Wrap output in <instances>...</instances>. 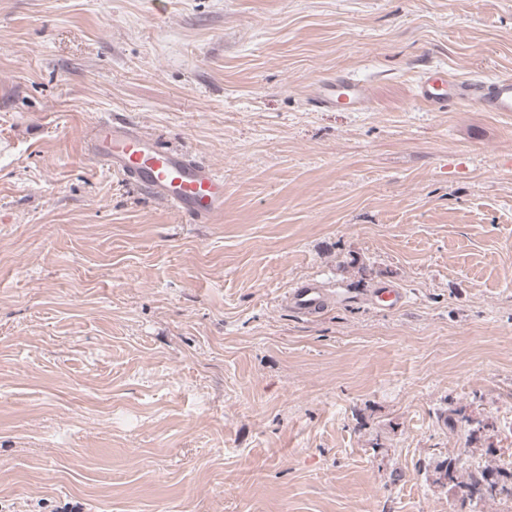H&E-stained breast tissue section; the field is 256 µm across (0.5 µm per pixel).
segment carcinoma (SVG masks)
<instances>
[{"label":"carcinoma","instance_id":"1","mask_svg":"<svg viewBox=\"0 0 512 512\" xmlns=\"http://www.w3.org/2000/svg\"><path fill=\"white\" fill-rule=\"evenodd\" d=\"M448 424L451 429L465 434L466 441L478 439V434L487 428L481 421H473L465 408L450 410ZM434 483L451 486L457 490L459 512H476L482 503L494 500L512 491V470L490 471L481 468H469L461 461V454H452L435 466Z\"/></svg>","mask_w":512,"mask_h":512}]
</instances>
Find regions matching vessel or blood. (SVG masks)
I'll use <instances>...</instances> for the list:
<instances>
[{"mask_svg": "<svg viewBox=\"0 0 512 512\" xmlns=\"http://www.w3.org/2000/svg\"><path fill=\"white\" fill-rule=\"evenodd\" d=\"M416 97L438 110L455 102L486 112L511 114L512 77L457 80L435 68L419 79ZM311 102L318 108L343 105L361 112L369 104V86L348 74L324 77L314 84ZM85 147L103 167L121 174L194 223H209L224 210L223 176L187 153L158 146L130 124L110 119L97 121L89 128ZM288 304L309 317L325 309L327 295L324 289L306 282L289 291Z\"/></svg>", "mask_w": 512, "mask_h": 512, "instance_id": "1", "label": "vessel or blood"}]
</instances>
